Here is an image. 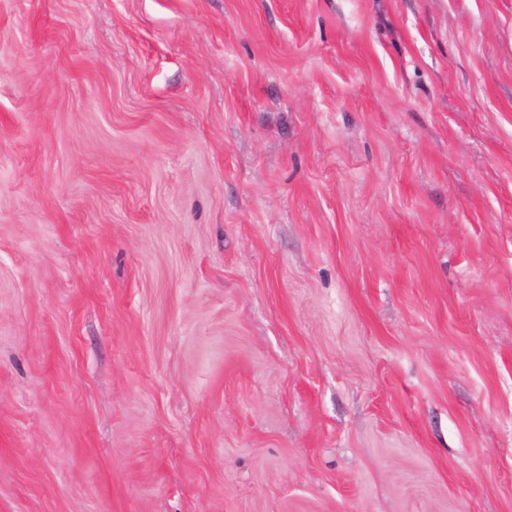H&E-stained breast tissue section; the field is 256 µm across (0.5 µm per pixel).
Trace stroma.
<instances>
[{
    "mask_svg": "<svg viewBox=\"0 0 512 512\" xmlns=\"http://www.w3.org/2000/svg\"><path fill=\"white\" fill-rule=\"evenodd\" d=\"M0 512H512V0H0Z\"/></svg>",
    "mask_w": 512,
    "mask_h": 512,
    "instance_id": "1",
    "label": "stroma"
}]
</instances>
